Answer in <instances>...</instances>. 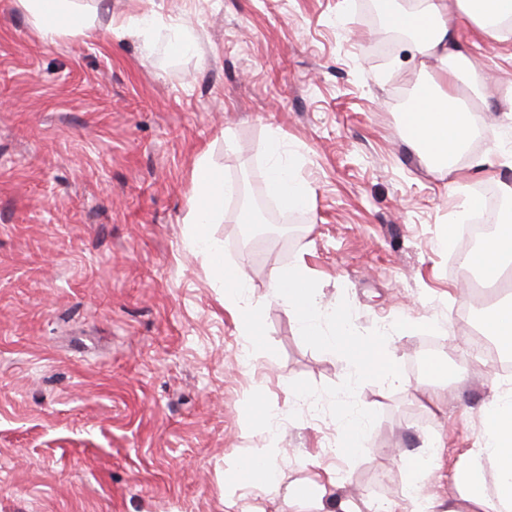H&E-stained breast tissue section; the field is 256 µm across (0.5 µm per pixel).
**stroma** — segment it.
Masks as SVG:
<instances>
[{"label":"stroma","mask_w":512,"mask_h":512,"mask_svg":"<svg viewBox=\"0 0 512 512\" xmlns=\"http://www.w3.org/2000/svg\"><path fill=\"white\" fill-rule=\"evenodd\" d=\"M110 15L44 40L16 0H0V512H327L375 501L403 512L405 458L442 445L423 494L447 503L451 473L481 431L503 378L475 357L461 247L438 237L456 211L449 183L499 190L512 169L469 172L502 130L483 112L468 154L431 169L404 137L398 96L427 77L405 36L371 20L375 0H109ZM144 14L187 23L176 55L127 30ZM477 71L512 83V30L501 42L463 28ZM387 56H379L381 44ZM300 153L314 191L298 225L246 252L244 194L266 191L264 150ZM235 191L213 225L224 261L242 266L262 347L249 362L222 293L187 245L184 217L200 154ZM303 263L323 303L347 301L362 333H390L405 382L360 384L378 419L356 460L329 399L289 387L341 384L346 362L306 345L271 297L274 270ZM403 319L438 326L395 332ZM446 375L412 371L424 340ZM280 424L250 420L247 402ZM272 446L278 487L238 488L237 466ZM336 471L322 502L306 484Z\"/></svg>","instance_id":"1"}]
</instances>
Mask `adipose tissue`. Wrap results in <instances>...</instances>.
I'll list each match as a JSON object with an SVG mask.
<instances>
[{"instance_id":"1","label":"adipose tissue","mask_w":512,"mask_h":512,"mask_svg":"<svg viewBox=\"0 0 512 512\" xmlns=\"http://www.w3.org/2000/svg\"><path fill=\"white\" fill-rule=\"evenodd\" d=\"M48 38L79 34L95 26L97 17L77 0H17ZM389 26L410 40L411 56L420 65L435 63L437 71L421 84L404 115L407 135L421 155L438 166L449 165L472 141L477 117L461 107L458 82L470 58L458 39L469 26L486 39L501 40L502 28L512 22V0H417L404 7L398 0H377ZM267 191L282 208L310 210L314 194L298 177L299 154L276 138L265 146ZM195 195L185 218L188 244L209 265L224 291V308L236 319L249 348H256L260 327L248 295L249 277L237 265H226L211 226L224 212V199L234 187L200 155L192 172ZM512 260V218L500 220L478 251L466 254L463 264L478 269L485 281L496 282L506 261ZM482 430L452 474L454 497L445 512H512V387L502 389L482 410ZM440 454L432 448L406 461L409 512H437L423 496L420 481Z\"/></svg>"}]
</instances>
